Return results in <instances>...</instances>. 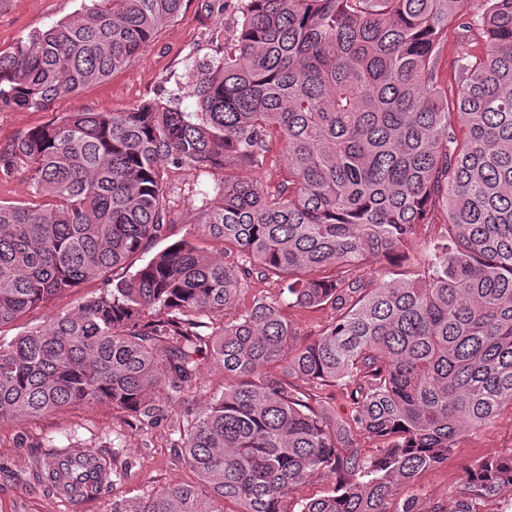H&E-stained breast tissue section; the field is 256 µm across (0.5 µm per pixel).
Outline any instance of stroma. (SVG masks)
<instances>
[{
	"mask_svg": "<svg viewBox=\"0 0 512 512\" xmlns=\"http://www.w3.org/2000/svg\"><path fill=\"white\" fill-rule=\"evenodd\" d=\"M202 0H184L173 21L160 26L155 40L125 68L108 80L86 85L56 100L45 111L0 112V144L17 140L29 130L66 112L120 111L187 84L193 60L218 55L223 41L221 15L202 8ZM89 0H0V50H9L28 33L82 13ZM168 205L173 216L169 242L191 238L193 219L201 204L217 205L224 173L170 169ZM96 283L58 296L7 328L14 337L43 325L60 310L94 295ZM73 448L105 456L118 479L89 498L70 500L47 490L38 480L39 465L47 454ZM512 454V411L503 410L490 425L461 438L447 461L423 471L400 496H416L421 512H432L462 488L466 466ZM194 475L174 458L166 426L129 424L111 405L73 406L37 419H18L0 426V512H112L114 502L134 503L172 483L193 482Z\"/></svg>",
	"mask_w": 512,
	"mask_h": 512,
	"instance_id": "35a3bbf8",
	"label": "stroma"
}]
</instances>
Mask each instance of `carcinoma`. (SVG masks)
<instances>
[{
	"instance_id": "cac0c4a2",
	"label": "carcinoma",
	"mask_w": 512,
	"mask_h": 512,
	"mask_svg": "<svg viewBox=\"0 0 512 512\" xmlns=\"http://www.w3.org/2000/svg\"><path fill=\"white\" fill-rule=\"evenodd\" d=\"M184 0H91L77 17L0 51V112L46 110L141 54ZM237 0L224 51L193 61L186 96L72 112L0 145L38 202H0V329L88 282L103 287L0 342V423L108 403L168 421L196 482L113 512H418L399 485L445 462L464 431L512 407V0ZM483 48L454 60L448 33ZM285 171L260 170L273 135ZM224 171L195 215L202 240L168 237L164 170ZM442 216L440 239L417 249ZM400 269L386 280L371 266ZM335 316L303 342L281 297L226 311L253 275ZM228 383L200 408L198 359ZM351 406L339 417L323 390ZM383 444L362 455L354 434ZM70 499L114 472L72 450L40 466ZM336 490L294 497L311 477ZM438 512H481L512 491V455L464 470ZM469 37L465 38H457L455 34H451L448 37V46L445 48L441 62H440V75L441 78L446 82L448 80V85L454 83V73L452 68L453 58L456 53L459 51V45L464 44L470 40L471 46L476 45V42L479 40H473L476 38V35H472V33H468ZM463 40V41H462ZM284 148L279 138L272 139L271 150L267 156L266 163L260 171H242L247 178H254L263 185H272L277 180V175L285 169ZM270 175V176H269Z\"/></svg>"
}]
</instances>
